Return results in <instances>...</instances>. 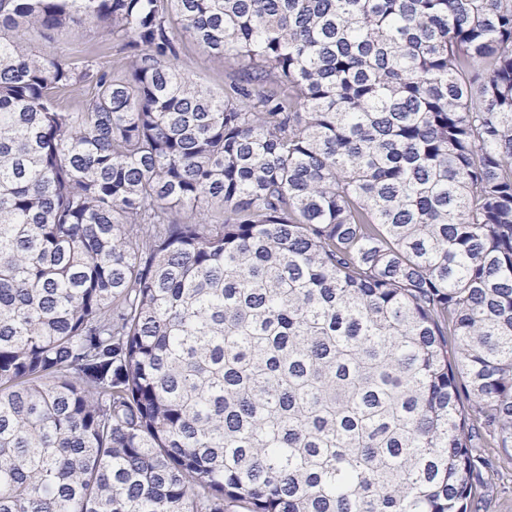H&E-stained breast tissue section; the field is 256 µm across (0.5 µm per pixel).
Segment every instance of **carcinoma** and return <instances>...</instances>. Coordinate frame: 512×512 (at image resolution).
Listing matches in <instances>:
<instances>
[{
	"label": "carcinoma",
	"mask_w": 512,
	"mask_h": 512,
	"mask_svg": "<svg viewBox=\"0 0 512 512\" xmlns=\"http://www.w3.org/2000/svg\"><path fill=\"white\" fill-rule=\"evenodd\" d=\"M490 448L512 0H0V512H483ZM101 41L102 39L96 29L90 27L86 29L84 36L81 38H74L70 35L61 36L54 47H63L79 54L96 49L98 61L104 65H112L122 55L119 54L115 46L113 47L112 44L101 45ZM179 44V66L182 72L221 96L224 93V82H228L229 75L238 68L236 62L204 51L185 34L181 36Z\"/></svg>",
	"instance_id": "carcinoma-1"
}]
</instances>
